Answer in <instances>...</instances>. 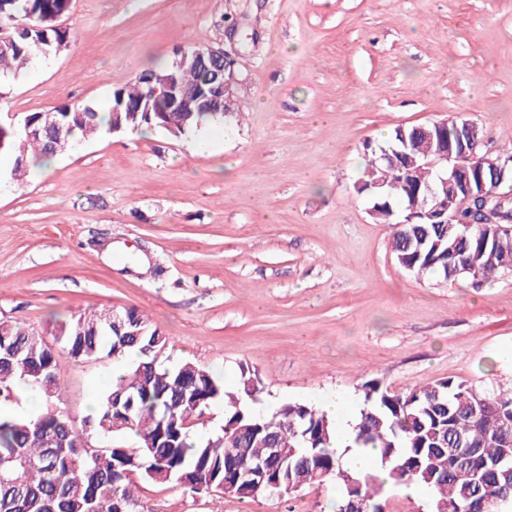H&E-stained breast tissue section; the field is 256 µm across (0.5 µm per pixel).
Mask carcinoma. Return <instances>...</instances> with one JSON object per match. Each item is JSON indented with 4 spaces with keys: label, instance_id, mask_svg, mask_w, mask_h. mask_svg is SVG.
Here are the masks:
<instances>
[{
    "label": "carcinoma",
    "instance_id": "cac0c4a2",
    "mask_svg": "<svg viewBox=\"0 0 512 512\" xmlns=\"http://www.w3.org/2000/svg\"><path fill=\"white\" fill-rule=\"evenodd\" d=\"M70 0H0V19L12 30L0 39V77L24 68L35 58L57 53L65 36L54 28L56 16L68 11ZM146 69L113 92L106 125L136 132L144 128L183 135L223 117L220 112H169L166 99L146 96ZM181 83L193 89L208 73L186 67ZM59 127L69 139L94 133L103 125L90 105L55 109ZM465 124L448 119L441 138L410 136L412 127H395L384 146L407 134L406 152L419 157L438 150L440 140L456 142ZM34 133H26L25 127ZM57 131L45 125L41 113L26 115L22 124L7 128L0 153L14 155V174L24 173L31 160L58 153ZM371 159L353 185L357 194L372 198L374 218L396 231L391 251L404 270L436 274L448 284L468 278L480 284L493 275L512 271V202H503L499 224H435L428 216L423 189L435 185L434 169L407 171L392 167L381 172V147L366 145ZM55 342H48L19 318H0V403L14 398L16 382L24 381L46 398L56 396L58 348L75 359L89 360L114 353L112 338L138 335L135 344L117 352L135 353L133 364L104 393L99 411L81 425L60 408L36 417L0 418V512H151L132 489L131 475L156 484L176 483L194 493L213 492L239 500L269 494L275 482L278 496L310 485L336 482L337 512L356 493L370 505L383 504L384 482L344 465L348 449L337 448L336 423L320 408L299 401L279 405L263 416L254 403L259 378L240 366L239 395L226 393L224 382L191 362L171 367L160 359L167 337L136 307L83 311L54 325ZM364 402L355 426V443L377 450L393 486L414 483L431 494L432 512H471L475 498L498 500L492 512H512V498L501 501V485L509 477L482 471L505 454H512V392L483 394L450 380L388 390L376 380L362 385ZM224 401V426L216 436L196 433L197 418ZM131 434L132 447L114 446L115 437ZM261 462L262 487L235 478L236 470Z\"/></svg>",
    "mask_w": 512,
    "mask_h": 512
}]
</instances>
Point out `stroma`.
<instances>
[{
  "label": "stroma",
  "instance_id": "stroma-1",
  "mask_svg": "<svg viewBox=\"0 0 512 512\" xmlns=\"http://www.w3.org/2000/svg\"><path fill=\"white\" fill-rule=\"evenodd\" d=\"M69 43L0 81V116L88 104L177 48L238 44V111L175 137L86 138L11 178L0 156V317L135 306L260 412L341 398L365 381L512 390V272L473 287L402 269L393 228L352 189L365 143L451 115L512 150V0H72ZM234 38H227V31ZM113 361L57 356L54 403L75 420ZM155 512H335L333 485L239 500L135 478Z\"/></svg>",
  "mask_w": 512,
  "mask_h": 512
}]
</instances>
